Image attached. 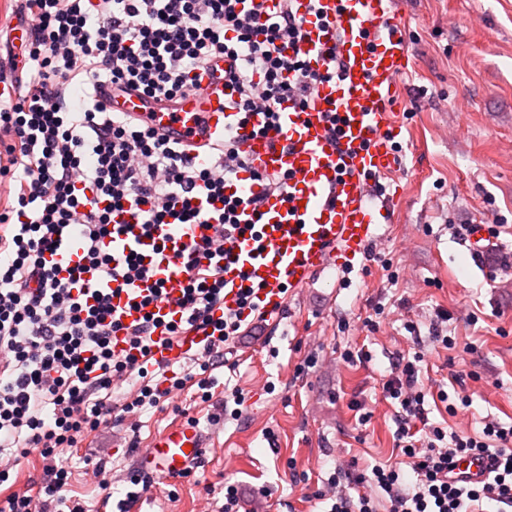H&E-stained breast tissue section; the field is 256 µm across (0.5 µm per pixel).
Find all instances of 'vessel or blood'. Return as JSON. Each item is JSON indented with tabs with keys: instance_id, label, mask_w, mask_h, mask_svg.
I'll return each instance as SVG.
<instances>
[{
	"instance_id": "b4317fda",
	"label": "vessel or blood",
	"mask_w": 512,
	"mask_h": 512,
	"mask_svg": "<svg viewBox=\"0 0 512 512\" xmlns=\"http://www.w3.org/2000/svg\"><path fill=\"white\" fill-rule=\"evenodd\" d=\"M305 20L300 45L310 70L323 79L313 88V104L300 110L293 101L280 108L275 127L265 113L241 119L233 107L234 86L224 81L228 63L217 60L197 71L195 85L174 100L149 98L134 90L104 87L98 99L176 143L195 161L203 162L236 128L239 148L249 166L264 174H290L287 198L268 196L263 211V239L236 242L237 264L224 272V306L237 309L243 280L260 287L266 314L281 312L291 288L303 287L327 264L346 271L365 254L377 237L369 213L374 178L394 175L401 159L391 142L399 128L390 111L398 96L399 79L409 62L406 25L394 11V0H296ZM335 57H328V47ZM336 111L338 132L330 134L325 112ZM129 232L106 242L119 259L136 249L152 261L165 290L151 304L163 320L178 319L175 303L185 283L181 259L172 251L156 254L153 239L139 236L131 214H123ZM148 282L138 281L112 297L117 321L139 324V304ZM203 333L188 330L167 347L155 345L152 358L174 362L203 351ZM206 435L191 423H180L154 436L138 457V466L159 478L192 470L205 455ZM488 462L465 457L455 463L453 476L483 478Z\"/></svg>"
}]
</instances>
